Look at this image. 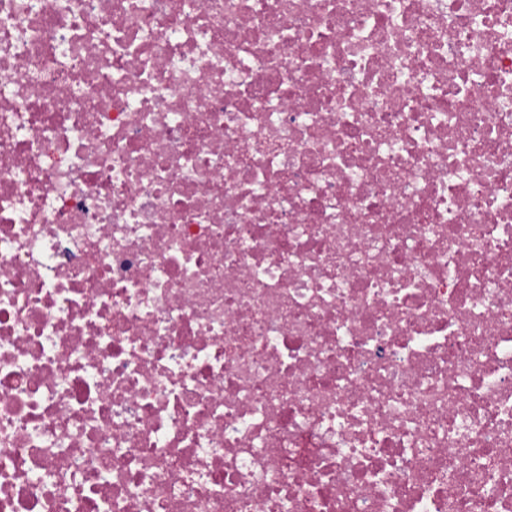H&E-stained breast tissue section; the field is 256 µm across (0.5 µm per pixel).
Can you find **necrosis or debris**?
<instances>
[{
	"instance_id": "4bbe7bcc",
	"label": "necrosis or debris",
	"mask_w": 512,
	"mask_h": 512,
	"mask_svg": "<svg viewBox=\"0 0 512 512\" xmlns=\"http://www.w3.org/2000/svg\"><path fill=\"white\" fill-rule=\"evenodd\" d=\"M0 512H512V0H0Z\"/></svg>"
}]
</instances>
